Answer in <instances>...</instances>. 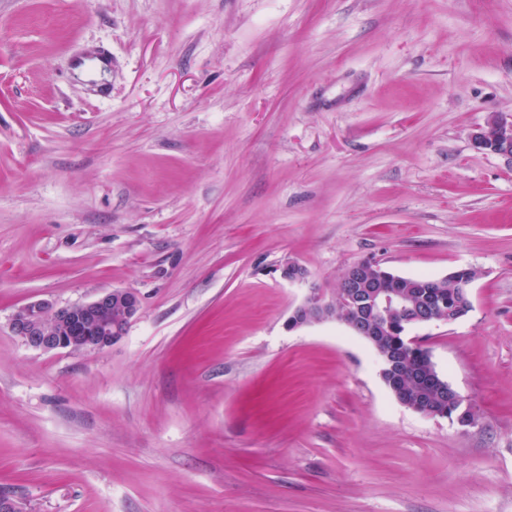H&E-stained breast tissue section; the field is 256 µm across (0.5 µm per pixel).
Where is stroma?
Returning a JSON list of instances; mask_svg holds the SVG:
<instances>
[{
    "mask_svg": "<svg viewBox=\"0 0 512 512\" xmlns=\"http://www.w3.org/2000/svg\"><path fill=\"white\" fill-rule=\"evenodd\" d=\"M512 0H0V489L26 512H512ZM307 284L280 276L286 259ZM476 271L393 397L308 286ZM131 289L99 351L19 307ZM471 139L478 150L512 159V120L507 121L493 114L487 122V128L475 132Z\"/></svg>",
    "mask_w": 512,
    "mask_h": 512,
    "instance_id": "stroma-1",
    "label": "stroma"
}]
</instances>
